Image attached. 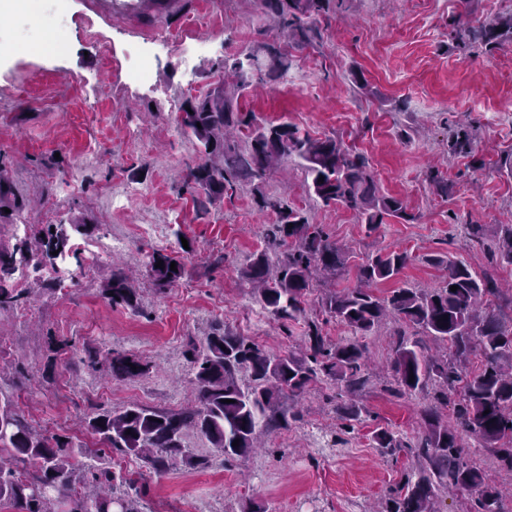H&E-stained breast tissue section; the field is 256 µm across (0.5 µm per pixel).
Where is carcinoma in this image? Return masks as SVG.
I'll return each instance as SVG.
<instances>
[{"mask_svg":"<svg viewBox=\"0 0 512 512\" xmlns=\"http://www.w3.org/2000/svg\"><path fill=\"white\" fill-rule=\"evenodd\" d=\"M347 0H256L259 20H271L277 34L261 36L252 47L224 59L219 70L235 78L187 98L177 117L184 134L194 139L203 155L188 168L182 189L204 215L224 201V194L265 179L276 166L291 161L301 171L310 195L324 205L352 211L367 230L374 231L389 218L417 221L405 201L381 193L368 161L360 153L331 137L312 138L296 125L259 122L255 113L239 103L255 81L271 83L287 77L290 50L314 45L321 38L319 22L346 9ZM448 37L461 50L512 43V16L473 23L457 17ZM470 128L460 126L448 137V154L472 153ZM257 203L277 215L265 230L269 249L253 254L244 277L260 295L263 309L283 321L306 323V346L298 353L275 356L262 345L217 324L204 340L189 350L196 405L179 412H164L139 405L106 410L85 419V427L98 441L131 459L163 472L177 461L196 469L209 465L206 456L184 448L187 433L206 437L224 461L252 454L261 435L287 422L279 411L280 398L297 396L311 384L333 386L336 414L349 422L362 420L366 409L354 396L369 381L368 356L359 339L371 336L384 319L397 323L392 333L389 367L390 395H421L423 430L408 443L394 431H374L375 447L387 456L414 448L412 470L391 492L385 512H438L437 499L451 489L474 494V512H505L495 483L462 452L461 435L498 446L501 462L512 474V319L506 321L495 303L501 293L496 279L472 272L451 258H433L446 274L435 288H396L377 295L372 285L397 276L409 263L408 252L392 250L367 257L356 265L357 285L326 292L321 313L343 323L355 339L331 343L322 333L319 318L307 310L313 277H338L347 272L350 250L330 240L309 217L274 194L257 191ZM24 206L0 167V209ZM87 230L85 224L33 232L0 249V312L24 303L25 289L15 286L14 272L37 259L36 269L55 268L58 257L69 251V230ZM176 248L150 256L147 275L157 289L177 284L186 274L184 256L192 253L175 231ZM469 236L500 265L512 266V224L488 241L482 227L472 224ZM163 262V267L156 264ZM176 270H170L171 264ZM458 289L451 291V286ZM113 306L139 310L138 289L124 268L112 269L101 289ZM448 319H443V316ZM479 357L470 371V356ZM82 363L91 370L106 365L112 376L134 380L150 373L152 365L121 352H87ZM456 406V422L448 425L441 410ZM131 434H126V431ZM238 446H232L233 442ZM73 444L36 430L25 415L15 411L0 392V506L10 512H141L139 492H114L108 470L73 462ZM101 491L80 494L76 485L87 476Z\"/></svg>","mask_w":512,"mask_h":512,"instance_id":"carcinoma-1","label":"carcinoma"}]
</instances>
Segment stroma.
<instances>
[{"label": "stroma", "instance_id": "1", "mask_svg": "<svg viewBox=\"0 0 512 512\" xmlns=\"http://www.w3.org/2000/svg\"><path fill=\"white\" fill-rule=\"evenodd\" d=\"M73 13L95 9L93 29H64L63 53L43 41L57 17L45 11L35 22L19 0L0 15V160L27 207L0 219V249L14 243V225L32 230L50 224H91L90 234L72 233V242L117 238L122 245L88 274L79 288L64 294L39 288L28 278L27 317L0 315V390L15 410L48 434L70 438L95 454L99 468L134 483L145 512H373L413 465L409 452L383 458L371 436L381 426L403 439L422 430L420 399L396 398L387 390L393 323L365 337L370 380L357 402L371 413L347 428L328 397L329 383L312 384L297 396H284L280 409L298 414L288 426L265 433L263 448L225 464L208 441L196 434L188 447L210 465L191 469L177 463L166 472L111 453L81 428L88 415L139 404L177 411L196 400L185 351L201 342L215 323L263 345L272 354L298 351L303 322L280 323L266 314L242 271L264 247L262 232L273 223L260 210L255 191L243 189L198 216L180 191L188 166L200 153L176 124V106L190 94L221 81L216 65L257 40L254 0H222L220 13L205 26L214 36L210 53L186 76L177 53L161 55L148 85L128 83L118 68L102 64L92 30L109 31L116 45L159 31L182 30L203 13L206 0H70ZM484 21L512 14V0H352L332 16L320 43L295 53L286 82L247 94L244 110L265 122H288L311 136L336 138L368 160L381 192L404 199L417 220H389L367 232L352 212L313 201L303 178L285 164L261 183V191L282 197L306 212L331 239L347 245L354 263L390 250H405L410 263L378 294L406 285L433 288L443 269L432 255H449L493 274L502 287L504 318L512 317V267L488 261L466 233L469 224L493 239L512 224V172L500 161L512 154V43L469 54L448 37L461 11ZM362 70L366 89L354 87L352 69ZM99 109H84L85 95ZM470 125L477 131L473 154L448 153V129ZM437 167L453 185L438 195L426 179ZM81 182L76 194L59 190L60 180ZM155 225L149 239L140 228ZM195 243L179 284L157 292L146 275L153 250L173 248L175 230ZM137 275L143 311L110 305L100 291L113 264ZM70 341L67 353L49 359L47 336ZM89 350H114L149 361L148 376L123 382L101 369L79 367Z\"/></svg>", "mask_w": 512, "mask_h": 512}]
</instances>
